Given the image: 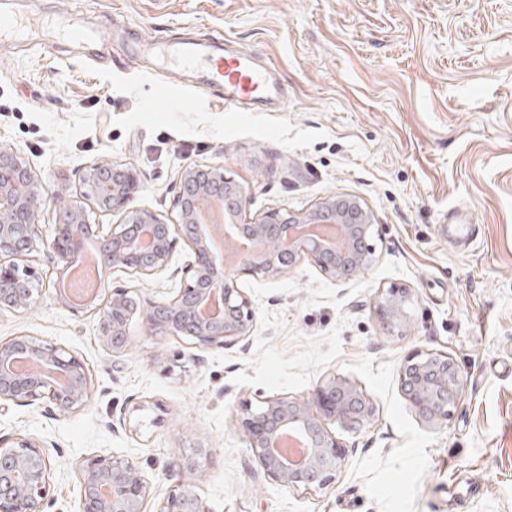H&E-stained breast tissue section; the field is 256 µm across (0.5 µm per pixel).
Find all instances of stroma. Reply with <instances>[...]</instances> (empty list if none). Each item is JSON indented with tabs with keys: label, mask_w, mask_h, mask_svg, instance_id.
Wrapping results in <instances>:
<instances>
[{
	"label": "stroma",
	"mask_w": 512,
	"mask_h": 512,
	"mask_svg": "<svg viewBox=\"0 0 512 512\" xmlns=\"http://www.w3.org/2000/svg\"><path fill=\"white\" fill-rule=\"evenodd\" d=\"M39 23L65 14L115 18L158 40L191 32L259 55L288 88L276 112H233L146 73L120 44L0 47V147L45 187L39 239L52 237L89 168L112 160L142 185L128 203L171 222L182 170L224 167L248 188L247 213L307 211L346 194L373 215L375 262L345 282L303 260L275 278L244 276L256 327L248 347L202 349L131 323L124 351L104 345L93 311L58 304L61 270L27 256L43 280L36 304L0 307V342L27 334L88 368L80 411L48 400L0 408V440L37 439L53 468L42 512H81L79 464L132 459L147 481L192 482L209 512H512V0H0ZM170 95L172 111H152ZM469 224V238L450 227ZM177 245L157 280L116 273L114 287L157 301L192 260ZM407 289L406 325L374 310L382 288ZM451 355L464 395L441 427L422 424L399 387L416 351ZM181 366L164 373L163 361ZM373 405L336 480L302 493L264 478L243 403L306 396L330 376ZM209 454L196 456L197 446ZM178 455L198 469L167 471Z\"/></svg>",
	"instance_id": "obj_1"
}]
</instances>
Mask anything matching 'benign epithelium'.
<instances>
[{
    "label": "benign epithelium",
    "instance_id": "benign-epithelium-1",
    "mask_svg": "<svg viewBox=\"0 0 512 512\" xmlns=\"http://www.w3.org/2000/svg\"><path fill=\"white\" fill-rule=\"evenodd\" d=\"M177 199L178 219L169 224L146 210L129 209L140 190L129 167L121 163L96 164L85 183L83 199L74 201L56 225L45 251L51 263L68 266L81 257L85 240L95 239L106 259L101 270L107 300L89 307L99 314L104 343L114 353L126 347L127 325L132 318L155 335H184L205 348H225L249 342L256 323L252 300L239 288L243 275L277 277L309 258L327 278L343 282L373 265L369 244L373 215L348 196L330 197L299 215L267 212L262 220L247 219V189L225 175L222 167L189 166L181 173ZM43 188L31 169L12 150L0 148V303L26 311L36 303L37 271L20 263L19 240L34 243L38 224L36 208ZM217 195L224 204L230 233L244 240V251L231 267L208 246L204 225L194 221L200 195ZM106 213L122 212L123 220L112 231L99 235V226L88 223L84 201ZM311 224H338L343 245H327L307 231ZM184 242L193 260L182 269L183 285L167 301L136 300L126 288L112 287L117 272L143 279H158L170 269L178 242ZM407 291L381 289L375 310L391 329L403 326ZM23 354L50 366L45 377H22L9 367L11 358ZM401 392L419 419L434 428L448 420L461 399L463 382L458 365L442 352H416L399 368ZM92 380L83 361L62 347L18 335L0 343V408L10 402L48 399L63 413L80 410ZM371 414L365 393L336 375L316 385L307 396H267L255 408L245 406L241 426L264 476L282 486L303 491L321 490L336 481L345 450L328 428L339 423L359 431ZM286 432L302 435L308 457L290 466L272 449ZM51 457L35 440L21 437L0 448V512H41L50 492ZM81 487V512H145L148 499H158L156 512H208L189 483L164 492L151 486L138 465L121 456L85 459L77 470Z\"/></svg>",
    "mask_w": 512,
    "mask_h": 512
}]
</instances>
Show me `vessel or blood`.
Wrapping results in <instances>:
<instances>
[{"label":"vessel or blood","mask_w":512,"mask_h":512,"mask_svg":"<svg viewBox=\"0 0 512 512\" xmlns=\"http://www.w3.org/2000/svg\"><path fill=\"white\" fill-rule=\"evenodd\" d=\"M29 23L13 15H0V44L19 41ZM58 38L84 45L100 42L98 29L68 18L54 20ZM129 56L151 55L156 68L185 78L204 92L207 99L220 102L225 109L249 106L254 112L275 109L283 97V85L276 70L261 63L254 54L225 50L222 41L202 42L186 38L159 44L146 30H139Z\"/></svg>","instance_id":"obj_1"}]
</instances>
